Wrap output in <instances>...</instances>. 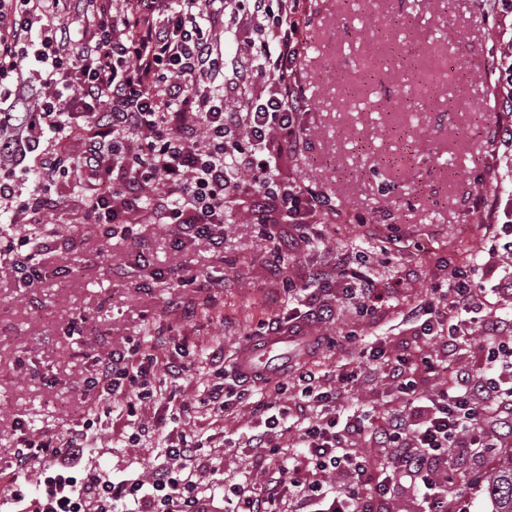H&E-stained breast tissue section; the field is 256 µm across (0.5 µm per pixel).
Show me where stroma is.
<instances>
[{
  "label": "stroma",
  "mask_w": 512,
  "mask_h": 512,
  "mask_svg": "<svg viewBox=\"0 0 512 512\" xmlns=\"http://www.w3.org/2000/svg\"><path fill=\"white\" fill-rule=\"evenodd\" d=\"M307 50L301 63L309 110L299 122L306 150L288 165L298 181L321 188L335 200L332 224H313L315 247L290 260L288 272L270 262L271 238L247 213L230 216L224 247L203 241L175 251L171 224L138 226L135 239L104 243L74 234V196L59 193L45 220L61 238L42 257L46 276L18 287L0 267V472L9 467L18 423L63 432L82 426L97 399L86 382L97 356L132 346L154 326H169L186 344L189 370L169 384L172 400L140 406L135 416L122 408L98 414L96 439L82 468L121 480L165 465L163 436L130 447L126 437L145 421L163 419L167 430L212 436L202 453L214 472L203 475L211 512H224L215 488L225 477L259 479L251 462L249 408L226 412L223 423L209 414L178 413L195 399L210 376L199 357L223 347L232 360L244 341L259 337L266 320L284 316V278L311 287L310 273L328 256L361 254L365 268L403 277L388 302L371 315L344 308L333 321L308 327L311 336L336 339L314 358V371L335 370L354 360L361 347L378 339L401 352L413 342L418 324L401 320L450 270L472 255L486 256L487 230L471 209L481 190H512V149L496 143L494 98L485 71L490 61L487 32L493 20L476 13L471 0H313ZM381 239L366 241L367 227ZM474 280L491 302L493 315L512 316V298L496 295L499 280L512 276V260L489 257ZM224 280L221 314L182 317L175 304H189L197 292L181 279ZM353 342H346L347 334ZM232 437L236 450L222 449ZM501 468L498 454L467 459L458 479L468 488L456 512H491L485 487Z\"/></svg>",
  "instance_id": "stroma-1"
}]
</instances>
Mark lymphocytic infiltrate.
I'll use <instances>...</instances> for the list:
<instances>
[{"label":"lymphocytic infiltrate","instance_id":"f902f5d3","mask_svg":"<svg viewBox=\"0 0 512 512\" xmlns=\"http://www.w3.org/2000/svg\"><path fill=\"white\" fill-rule=\"evenodd\" d=\"M59 2L0 0V204L29 218L6 247L19 283L43 277L40 258L52 242L41 217L55 206L51 191L61 183L78 196L81 223L107 241L133 237L142 224H172L184 242L217 248L225 214L240 210L256 224L291 226L301 242L308 225L335 221L331 198L283 168L285 157L302 151L296 128L308 108L300 62L311 0H78L92 27L76 41L56 22ZM475 7L497 21L487 33L489 82L502 97L495 137L511 144L512 0H475ZM229 9L241 24L224 43L213 31ZM75 88L86 99L80 115L71 110ZM79 117L91 130L76 148L43 149L46 134L67 139ZM30 155L38 178L25 191ZM472 208L494 239H512V202L500 192L479 193ZM479 265L475 258L457 267L406 313L422 333L415 354L373 343L360 350L363 364L386 371L400 394L395 405L346 412L356 369L341 365L321 375L302 363L292 377L264 380L259 399L226 391L218 380L182 403L184 415L203 410L220 419L248 402L259 418L260 478L225 477V512H387L386 501L404 492L415 496L419 512H448L449 497L465 493L448 464L450 449L490 455L502 445L497 417L512 408V318L486 316L488 302L472 277ZM316 276L345 281L343 296L366 314L384 297L379 281L345 256ZM288 293L299 314L267 321V332L298 336L333 313L319 294ZM475 336L479 363L452 365L460 342ZM150 342L149 351L134 346L97 360L88 386L99 392L98 408L111 412L117 396L135 411L184 374L183 350L167 330L155 328ZM431 372L441 374L439 384L424 383ZM289 423L296 458L279 442V428ZM92 427L24 428L12 467L51 469L28 512H208L199 478L209 464L198 440L184 433L169 439L168 465L146 480L79 478ZM369 446L376 455L366 454Z\"/></svg>","mask_w":512,"mask_h":512}]
</instances>
